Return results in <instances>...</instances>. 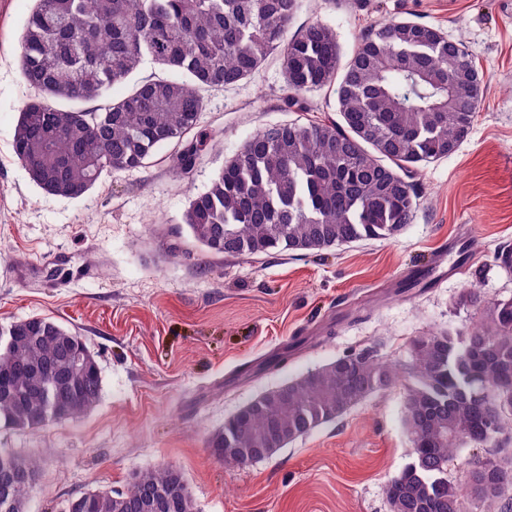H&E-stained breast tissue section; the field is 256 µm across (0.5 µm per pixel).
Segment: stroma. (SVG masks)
Returning <instances> with one entry per match:
<instances>
[{
	"label": "stroma",
	"mask_w": 512,
	"mask_h": 512,
	"mask_svg": "<svg viewBox=\"0 0 512 512\" xmlns=\"http://www.w3.org/2000/svg\"><path fill=\"white\" fill-rule=\"evenodd\" d=\"M30 0H0V325L39 315L76 331L96 355L97 404L72 421L18 430L0 450L30 457L39 475L28 512H65L96 489L127 490L133 474L180 470L196 512H389L386 482L414 460L404 386L379 390L334 422L245 464L215 457L211 435L262 393L364 349L404 368L412 339L464 330L461 288L512 298V0H303L296 26L320 20L349 59L385 19H411L462 40L483 76L467 137L419 165L414 219L392 240L292 256L215 257L182 222L189 194L256 130L338 119L337 95L308 93L288 112L279 59L251 79L207 91L199 130L216 138L190 181L166 151L105 176L86 196L45 194L13 152L18 112L35 91L20 69ZM464 274L401 291L407 273L461 236Z\"/></svg>",
	"instance_id": "obj_1"
}]
</instances>
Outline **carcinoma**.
Segmentation results:
<instances>
[{"instance_id":"cac0c4a2","label":"carcinoma","mask_w":512,"mask_h":512,"mask_svg":"<svg viewBox=\"0 0 512 512\" xmlns=\"http://www.w3.org/2000/svg\"><path fill=\"white\" fill-rule=\"evenodd\" d=\"M303 0H33L21 35V71L37 95L19 111L13 150L48 195L84 197L106 175L168 155L190 178L202 140L188 135L202 92L253 76L281 57L285 109L338 82L340 121L285 123L251 134L182 223L214 256L302 255L393 239L417 206L412 169L454 153L473 125L482 76L460 42L435 26L384 20L340 65L336 32L315 20L288 31ZM150 58L165 75L109 92ZM465 331L411 341L405 428L414 462L384 487L389 512H512V469L470 464L462 448L512 446V299L464 288ZM91 362L72 370L75 353ZM95 355L77 333L40 316L0 328V422L16 429L90 411L101 390ZM401 377L371 351L332 361L267 391L224 420L209 440L227 461L253 462L331 422ZM38 465L0 451V512H28ZM66 512H195L179 470L139 473L126 491L98 489Z\"/></svg>"}]
</instances>
